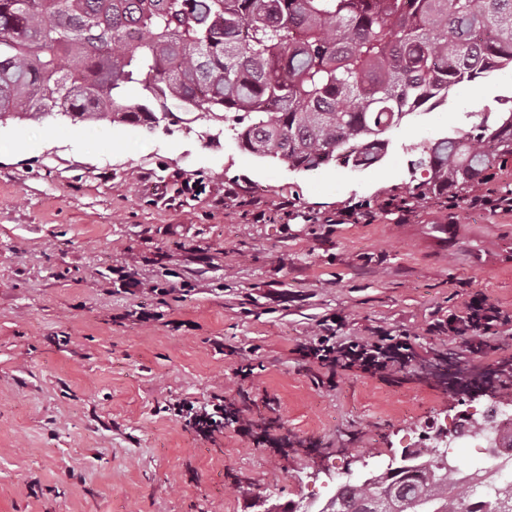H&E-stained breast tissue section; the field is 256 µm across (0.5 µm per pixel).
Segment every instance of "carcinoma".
Instances as JSON below:
<instances>
[{"mask_svg": "<svg viewBox=\"0 0 512 512\" xmlns=\"http://www.w3.org/2000/svg\"><path fill=\"white\" fill-rule=\"evenodd\" d=\"M512 67V0H0V122L42 115L155 129L171 108L232 122L296 170L378 163L423 104ZM512 159V109L429 147L425 191L456 193ZM389 484H345L374 512ZM481 512H512L488 481ZM474 490L416 471L388 512H471Z\"/></svg>", "mask_w": 512, "mask_h": 512, "instance_id": "carcinoma-1", "label": "carcinoma"}]
</instances>
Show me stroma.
Here are the masks:
<instances>
[{"mask_svg":"<svg viewBox=\"0 0 512 512\" xmlns=\"http://www.w3.org/2000/svg\"><path fill=\"white\" fill-rule=\"evenodd\" d=\"M512 97V69L464 82L387 134L376 165L290 169L221 124L155 131L66 118L0 125V512H269L328 501L512 365V326L470 353L433 332L473 296L512 315V213L468 194L410 200L435 140ZM198 181L197 195L183 193ZM452 222L456 246L426 237ZM167 295H159V288ZM149 320H142V313ZM409 337L389 377L322 371L295 348ZM223 397L253 434L203 440L167 413Z\"/></svg>","mask_w":512,"mask_h":512,"instance_id":"1","label":"stroma"}]
</instances>
